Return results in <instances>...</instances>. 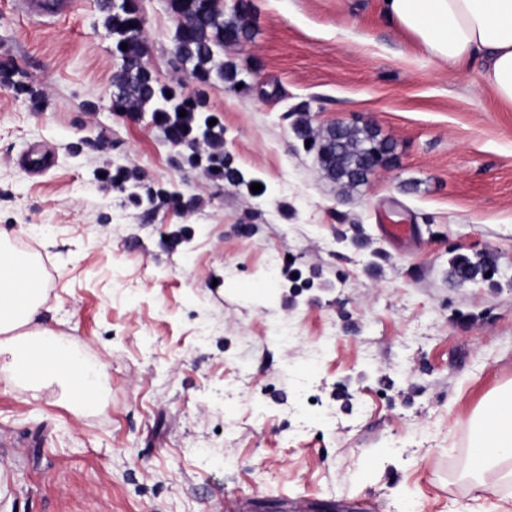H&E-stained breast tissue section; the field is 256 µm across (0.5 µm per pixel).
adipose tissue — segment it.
<instances>
[{
    "instance_id": "obj_1",
    "label": "adipose tissue",
    "mask_w": 512,
    "mask_h": 512,
    "mask_svg": "<svg viewBox=\"0 0 512 512\" xmlns=\"http://www.w3.org/2000/svg\"><path fill=\"white\" fill-rule=\"evenodd\" d=\"M383 11L416 44L460 72L476 58L486 63L485 84L512 106V0H385ZM40 268L0 232V354H9L15 376L34 386L46 378L64 383L81 408L92 407L102 366L79 356L36 321L44 303ZM508 465L512 479V389L495 393L479 414L470 469L493 474Z\"/></svg>"
}]
</instances>
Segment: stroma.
I'll return each mask as SVG.
<instances>
[{"label": "stroma", "instance_id": "stroma-1", "mask_svg": "<svg viewBox=\"0 0 512 512\" xmlns=\"http://www.w3.org/2000/svg\"><path fill=\"white\" fill-rule=\"evenodd\" d=\"M140 7L154 72L180 78L166 0ZM247 14L251 39L224 50L246 89L209 98L229 182L111 111L98 0L40 25L0 0V63L45 97L33 112L0 87V230L50 275L39 324L105 366L84 410L53 382L21 391L0 356V512H512L511 482L468 475L471 418L512 386V108L381 0ZM301 115L374 126L392 163L340 191ZM32 147L51 153L39 174ZM105 166L199 207L144 214L100 190ZM484 252L492 281L450 280Z\"/></svg>", "mask_w": 512, "mask_h": 512}]
</instances>
